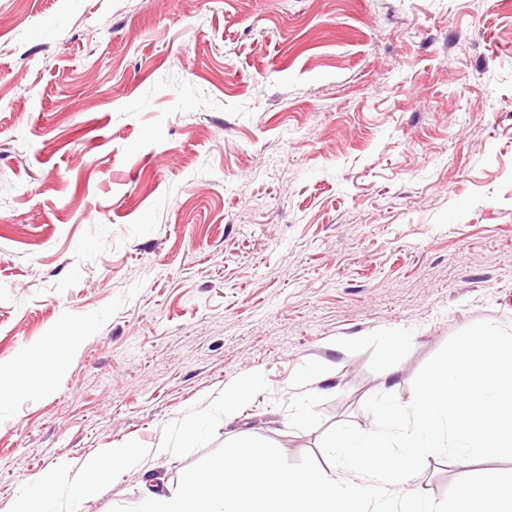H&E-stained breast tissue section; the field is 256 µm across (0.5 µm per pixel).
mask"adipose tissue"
Listing matches in <instances>:
<instances>
[{
  "mask_svg": "<svg viewBox=\"0 0 512 512\" xmlns=\"http://www.w3.org/2000/svg\"><path fill=\"white\" fill-rule=\"evenodd\" d=\"M143 454L140 448H108L103 453L83 458L78 476H69L64 470L44 472L36 481L28 484L17 502L15 512H54V503L47 491L63 481L69 485L71 512H82L84 502L101 491L108 463L132 464Z\"/></svg>",
  "mask_w": 512,
  "mask_h": 512,
  "instance_id": "adipose-tissue-1",
  "label": "adipose tissue"
}]
</instances>
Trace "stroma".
<instances>
[{
    "label": "stroma",
    "instance_id": "35a3bbf8",
    "mask_svg": "<svg viewBox=\"0 0 512 512\" xmlns=\"http://www.w3.org/2000/svg\"><path fill=\"white\" fill-rule=\"evenodd\" d=\"M480 321L512 327V0H0V386L44 351L0 512L104 448L147 454L84 512L244 436L335 475L324 433Z\"/></svg>",
    "mask_w": 512,
    "mask_h": 512
}]
</instances>
